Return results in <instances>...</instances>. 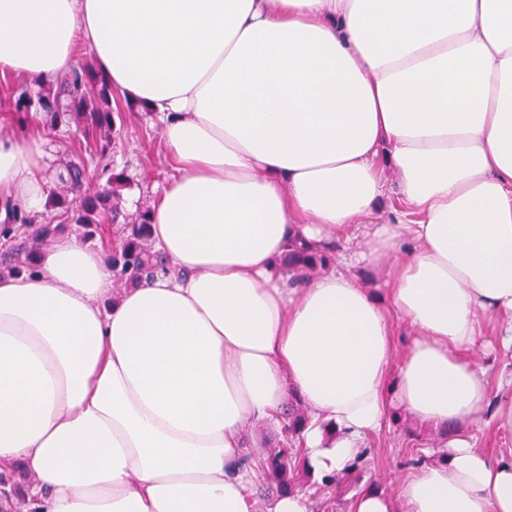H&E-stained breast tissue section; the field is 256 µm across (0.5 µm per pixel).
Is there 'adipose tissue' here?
<instances>
[{
    "instance_id": "ef3b65f1",
    "label": "adipose tissue",
    "mask_w": 512,
    "mask_h": 512,
    "mask_svg": "<svg viewBox=\"0 0 512 512\" xmlns=\"http://www.w3.org/2000/svg\"><path fill=\"white\" fill-rule=\"evenodd\" d=\"M81 44L160 124L169 270L116 290L72 233L0 275V474L29 472L37 512H255L247 428L293 395L316 478L390 408L452 428L353 512H512V455L473 440L512 432V394L470 356L487 320L512 350V0H0V74L54 80ZM42 158L0 136V223L42 210ZM367 217L357 260L285 281L290 239L333 249ZM474 434L477 448H485L493 457L507 455L512 449V433L487 428L475 430Z\"/></svg>"
}]
</instances>
